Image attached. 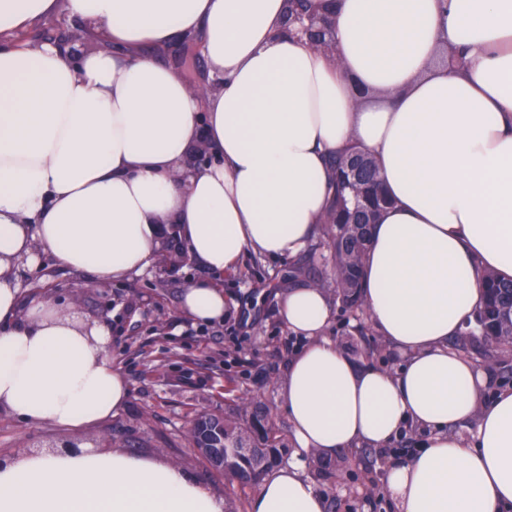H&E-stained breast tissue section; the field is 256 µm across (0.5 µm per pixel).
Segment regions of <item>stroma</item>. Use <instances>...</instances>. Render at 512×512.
<instances>
[{
  "label": "stroma",
  "instance_id": "stroma-1",
  "mask_svg": "<svg viewBox=\"0 0 512 512\" xmlns=\"http://www.w3.org/2000/svg\"><path fill=\"white\" fill-rule=\"evenodd\" d=\"M41 264L20 272L24 295L37 294L112 329L109 356L131 387L125 406L93 424L64 427L27 425L0 411V459H17L50 444L84 441L99 451L160 458L181 468L223 497L226 512H249L253 489L242 490L211 472L194 451L188 428L196 415L221 414L244 396L268 409L283 439H290L279 391L298 340L276 317L275 295L288 281V260L243 259L219 283L229 301L223 322L201 325L179 310L188 281L207 271L185 251L160 246L156 262L143 273L109 282L58 265L48 252ZM328 333L358 364L385 368L399 360L359 312L335 306ZM387 458L357 451L346 472L319 478L326 512H393L381 483Z\"/></svg>",
  "mask_w": 512,
  "mask_h": 512
}]
</instances>
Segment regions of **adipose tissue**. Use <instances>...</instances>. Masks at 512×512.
Listing matches in <instances>:
<instances>
[{
	"instance_id": "ef3b65f1",
	"label": "adipose tissue",
	"mask_w": 512,
	"mask_h": 512,
	"mask_svg": "<svg viewBox=\"0 0 512 512\" xmlns=\"http://www.w3.org/2000/svg\"><path fill=\"white\" fill-rule=\"evenodd\" d=\"M65 7L100 42L19 38ZM285 0H0V410L27 424L98 423L130 386L111 329L41 297L18 271L50 249L107 282L148 269L165 235L209 277L182 314L222 321L215 278L247 253L298 257L334 194L330 156H372L390 198L373 229L364 311L401 358L354 363L327 336L323 288L279 293L302 344L281 389L294 450L251 512H325L309 458L389 448L395 512H512V388L484 401L486 367L450 347L512 280V0H335L332 50L280 34ZM202 47L192 85L156 54ZM370 89L357 99L356 88ZM211 157L188 162L199 147ZM0 512H224L158 458L39 452L0 463Z\"/></svg>"
}]
</instances>
